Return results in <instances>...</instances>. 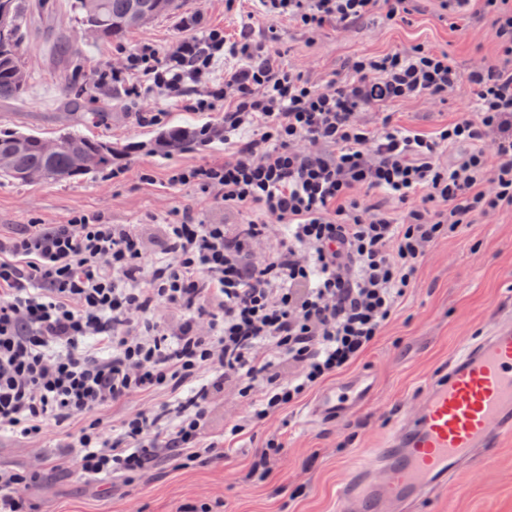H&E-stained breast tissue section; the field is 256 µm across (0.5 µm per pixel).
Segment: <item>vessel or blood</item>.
I'll list each match as a JSON object with an SVG mask.
<instances>
[{"mask_svg":"<svg viewBox=\"0 0 512 512\" xmlns=\"http://www.w3.org/2000/svg\"><path fill=\"white\" fill-rule=\"evenodd\" d=\"M374 384L355 373L322 392L311 419L342 417L371 400ZM512 437V325L467 347L418 407L373 449L372 462L342 483L337 512H387L443 487L478 450Z\"/></svg>","mask_w":512,"mask_h":512,"instance_id":"vessel-or-blood-1","label":"vessel or blood"}]
</instances>
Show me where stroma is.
<instances>
[{"instance_id":"1","label":"stroma","mask_w":512,"mask_h":512,"mask_svg":"<svg viewBox=\"0 0 512 512\" xmlns=\"http://www.w3.org/2000/svg\"><path fill=\"white\" fill-rule=\"evenodd\" d=\"M179 9L131 29L122 39L102 41L88 35L71 10V0H31L22 28L21 56L28 73L25 94L0 102V129L52 137L62 131L94 135L113 146L141 144L121 181L104 171L67 183L0 180V234L21 225L64 224L79 211L104 214L115 224H147L177 206L193 205L205 221L243 224L248 211L211 205L193 189L170 187L164 178L173 165L223 161L222 143L189 146L172 155L150 152L159 127L144 125L131 112L123 91L93 87L96 74L113 59L143 42L165 45L184 16L199 13L201 28L217 27L236 36L249 25L255 37L267 23L255 0H178ZM405 20L372 14L348 32L327 27L308 40L288 19L276 24L274 49L285 65H301L307 78L321 83L341 71L348 59L364 53L423 44L446 51L468 70L497 59L498 38L478 8L464 11L444 0H408ZM77 49L59 56L60 40ZM471 99L468 85L443 102L421 99L396 104L400 124L435 131ZM153 183H141V170ZM512 322V212L479 218L462 234L442 240L428 254L410 296L384 327L376 344L354 366L373 375L376 391L359 412L341 419L313 421L311 398L290 407L283 419L245 436L231 457L207 466L173 471L158 466L131 486L116 490L111 478L88 480L75 464L48 470L27 491L35 512H179L190 502H220L219 512H336V495L349 470L379 447L396 424L417 405L422 388L447 372L466 344ZM281 434L285 449L267 482L247 473L270 433ZM415 512H512V444L482 452L467 462L439 493L421 501Z\"/></svg>"}]
</instances>
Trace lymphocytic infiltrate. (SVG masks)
Wrapping results in <instances>:
<instances>
[{
	"label": "lymphocytic infiltrate",
	"instance_id": "1",
	"mask_svg": "<svg viewBox=\"0 0 512 512\" xmlns=\"http://www.w3.org/2000/svg\"><path fill=\"white\" fill-rule=\"evenodd\" d=\"M406 2L266 0L263 17L312 39L377 11L396 19ZM480 2L502 58L465 74L416 44L355 56L315 84L276 61L271 39H228L196 13L168 44L141 43L113 66L141 123H161L158 94L187 112L223 109L220 123L172 135L223 143L227 160L175 165L165 180L256 218L208 223L178 207L154 245L138 225L84 211L0 236V439L56 445L38 467L0 466V512H32L24 488L69 459L127 486L159 464L227 459L375 345L438 242L512 212V0ZM463 82L472 108L436 132L395 119V104ZM454 146L462 155L441 164ZM134 398L144 406L105 419ZM220 401L243 411L217 434Z\"/></svg>",
	"mask_w": 512,
	"mask_h": 512
}]
</instances>
